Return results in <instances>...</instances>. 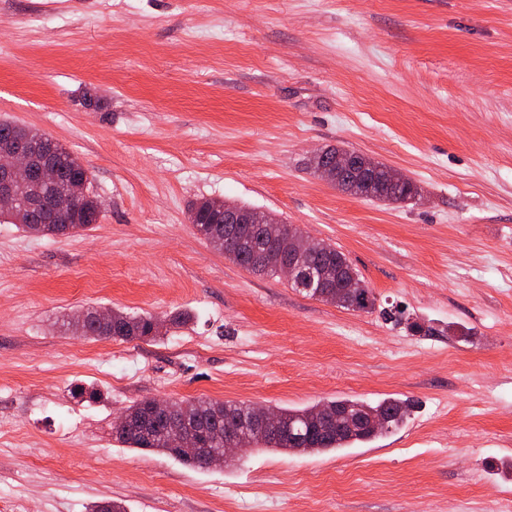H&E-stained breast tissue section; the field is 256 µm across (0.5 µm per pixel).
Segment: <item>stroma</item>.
<instances>
[{"instance_id": "35a3bbf8", "label": "stroma", "mask_w": 512, "mask_h": 512, "mask_svg": "<svg viewBox=\"0 0 512 512\" xmlns=\"http://www.w3.org/2000/svg\"><path fill=\"white\" fill-rule=\"evenodd\" d=\"M1 118L73 152L104 212L0 223V512H512V0H0ZM329 147L417 198L327 184L307 162ZM199 198L332 244L375 309L233 263ZM88 307L193 319L94 340L67 326ZM146 397L416 408L339 451L195 470L114 439Z\"/></svg>"}]
</instances>
